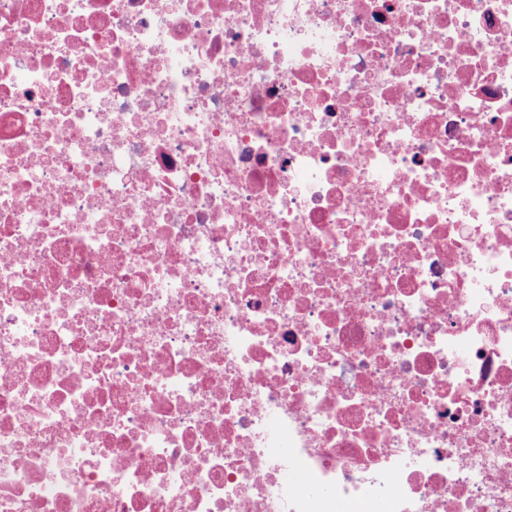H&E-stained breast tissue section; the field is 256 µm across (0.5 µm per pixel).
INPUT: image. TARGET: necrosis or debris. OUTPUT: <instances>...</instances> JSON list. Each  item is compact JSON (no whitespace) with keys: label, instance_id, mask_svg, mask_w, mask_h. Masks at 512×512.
I'll return each mask as SVG.
<instances>
[{"label":"necrosis or debris","instance_id":"1","mask_svg":"<svg viewBox=\"0 0 512 512\" xmlns=\"http://www.w3.org/2000/svg\"><path fill=\"white\" fill-rule=\"evenodd\" d=\"M0 512H512V0H0Z\"/></svg>","mask_w":512,"mask_h":512}]
</instances>
